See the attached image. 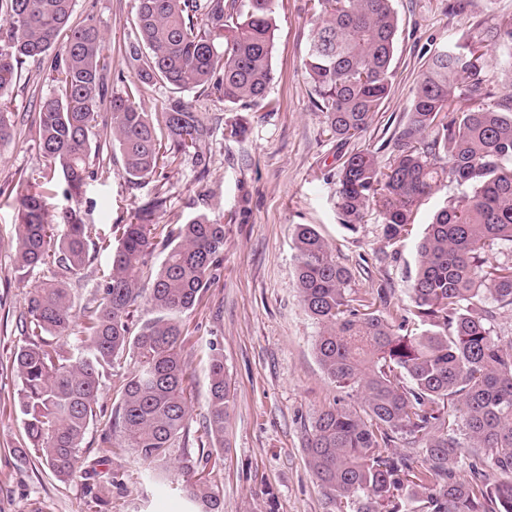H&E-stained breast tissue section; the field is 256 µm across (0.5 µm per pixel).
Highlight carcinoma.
Segmentation results:
<instances>
[{
  "label": "carcinoma",
  "mask_w": 512,
  "mask_h": 512,
  "mask_svg": "<svg viewBox=\"0 0 512 512\" xmlns=\"http://www.w3.org/2000/svg\"><path fill=\"white\" fill-rule=\"evenodd\" d=\"M75 0H0V145L14 136L4 94L19 68L66 41L54 62L56 89L39 105L36 141L45 168L26 176L19 210L16 261L22 269L52 264L51 278L28 292L14 355L17 408L32 456L63 482L76 476L89 427L97 420L101 381L115 373V408L101 442L104 457L133 451L146 476L167 481L171 449L188 430L192 382L182 356L186 331L179 315L201 300L223 262L224 223L198 214L183 224L154 220L165 197L124 224L112 225L104 283L80 310L82 334L73 335L74 300L67 280L89 261L91 229L75 208L51 215L38 189L49 172L62 174L64 194L79 196L97 177L91 153L98 125L109 128L123 171L132 183L158 178L179 155L206 166L201 145L210 128L190 103L172 101L147 112L141 88L160 81L176 93L214 96L231 111L267 107L273 81V0H135L136 39L127 64L135 80L121 93L107 83L112 56L89 14L71 24ZM317 22L303 65L314 105L333 135L359 137L392 87L399 21L393 0H313ZM494 64L506 92H492L485 70ZM463 188L435 212L418 245V266L402 313L384 312L385 289L357 297L351 271L310 224L294 227L297 288L320 326L314 350L327 378L361 406L335 404L311 424L309 467L336 512H512V340L494 336L491 301L512 306V15L455 37L427 61L413 90L403 128L388 162L363 150L338 173L336 207L353 230L370 208L384 236L408 234L413 209L442 180ZM504 260L486 265L494 250ZM163 259L153 274L147 259ZM149 279L147 289L140 288ZM155 317L138 331L129 321L142 293ZM422 327L419 334L409 325ZM209 396L203 436L224 447L233 395L224 356L210 347ZM133 367L119 372L121 360ZM419 445L423 463L396 451L395 440ZM466 448L501 481L480 473L456 475ZM185 458L180 491L192 512H224L220 472ZM102 490L86 494L81 512H101Z\"/></svg>",
  "instance_id": "obj_1"
}]
</instances>
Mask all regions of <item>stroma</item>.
<instances>
[{"mask_svg":"<svg viewBox=\"0 0 512 512\" xmlns=\"http://www.w3.org/2000/svg\"><path fill=\"white\" fill-rule=\"evenodd\" d=\"M449 0H394L400 25L392 89L367 131L342 141L326 129L313 103L302 60L313 12L309 0H275L274 79L268 88L273 105L246 112L242 139L224 135L232 114L222 101L183 93L212 133L202 146L206 169L187 157L175 159L163 182L133 184L119 156L104 146L102 170L77 199L68 198L59 179L43 196L50 214L76 207L96 232L125 223L134 212L164 192L159 217L182 223L204 212L224 218V262L219 278L201 302L184 313L188 332L182 353L193 374L190 425L184 448L173 461L197 454L209 388L208 344L217 342L234 396L224 430L227 448L213 454L221 474L224 512H328L327 495L315 480L304 445L315 415L342 401L314 352L319 327L306 312L296 286L297 250L293 229L310 224L326 239L337 261L354 277L356 296L383 288L390 308L408 304V287L417 265V246L433 214L458 192L447 182L419 205L411 231L387 241L377 210L364 224L347 230L336 211L337 174L343 162L370 148L386 162L384 142L405 120L424 63L432 52L462 30L512 15V0H467L454 11ZM93 15L112 56L113 89H121L125 50L135 40L133 0H76L74 22ZM52 56L22 65L8 93L17 127L13 140L0 146V512H80L87 488L105 487L104 512H186L177 493L143 482L135 454L102 458L97 448L112 416L115 377L104 378L100 414L90 426L87 452L71 482L57 481L37 460L21 458L27 447L21 418L13 406L17 379L12 360L24 335L19 316L26 293L51 277V267L19 269L15 224L26 185L25 172L41 167L34 121L39 101L55 88ZM125 473L122 486H108L112 472Z\"/></svg>","mask_w":512,"mask_h":512,"instance_id":"obj_1","label":"stroma"}]
</instances>
